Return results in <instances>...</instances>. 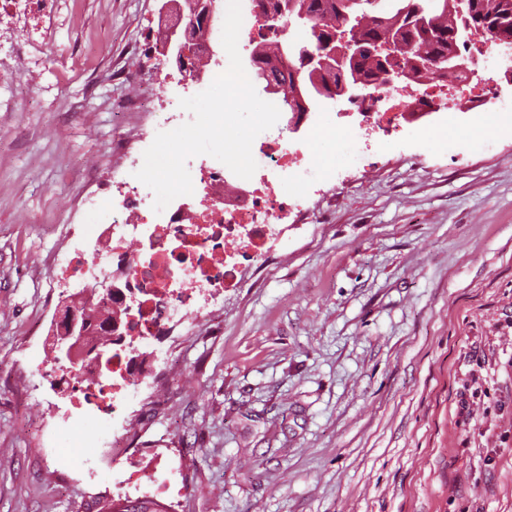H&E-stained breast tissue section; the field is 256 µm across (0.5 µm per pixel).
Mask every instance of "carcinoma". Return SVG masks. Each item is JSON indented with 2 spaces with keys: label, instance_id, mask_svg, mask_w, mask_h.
I'll list each match as a JSON object with an SVG mask.
<instances>
[{
  "label": "carcinoma",
  "instance_id": "1",
  "mask_svg": "<svg viewBox=\"0 0 512 512\" xmlns=\"http://www.w3.org/2000/svg\"><path fill=\"white\" fill-rule=\"evenodd\" d=\"M469 25L471 34L511 39L512 0H475L470 14L459 12L455 0H277L258 33L265 44L250 52V63L258 79L283 94L288 111L316 112L334 103L332 87L349 79L375 89L408 66L417 81L451 78L449 53L467 42ZM358 42L368 51L341 68L325 53L327 46L342 53ZM312 55L324 63L309 64ZM109 505L96 512H164L151 499L130 511Z\"/></svg>",
  "mask_w": 512,
  "mask_h": 512
}]
</instances>
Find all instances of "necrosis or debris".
<instances>
[{
    "instance_id": "obj_1",
    "label": "necrosis or debris",
    "mask_w": 512,
    "mask_h": 512,
    "mask_svg": "<svg viewBox=\"0 0 512 512\" xmlns=\"http://www.w3.org/2000/svg\"><path fill=\"white\" fill-rule=\"evenodd\" d=\"M60 0H0V15L14 19L38 15L40 39L51 36V24ZM507 45L475 40L469 54L477 64L507 54ZM475 68L455 73L452 80L436 79L423 86L438 112H419L408 86L381 88L377 102L359 108V132L370 133L396 120L436 129L437 113L457 111L493 112L496 101L491 89L493 72ZM252 153L258 164V179L246 184L227 167L189 165L193 183V205L169 207L155 212L153 193L135 183L131 196L121 203L128 221L125 236L114 237L109 226H93L103 250L124 270V289L135 299L134 317L121 313L122 302L113 299L117 339L112 346L109 370L98 371L94 362V337H86L74 351L70 375L77 383L98 391H109L120 400L134 382L128 355L154 336L160 335L172 313L196 309L201 291L221 290L237 279L240 261L257 257L274 236L277 226L288 218L302 197L294 189V178L311 163L305 143L286 144L282 135L268 134L254 140Z\"/></svg>"
}]
</instances>
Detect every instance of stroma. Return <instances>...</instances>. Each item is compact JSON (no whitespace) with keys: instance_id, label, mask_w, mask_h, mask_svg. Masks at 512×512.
Wrapping results in <instances>:
<instances>
[{"instance_id":"1","label":"stroma","mask_w":512,"mask_h":512,"mask_svg":"<svg viewBox=\"0 0 512 512\" xmlns=\"http://www.w3.org/2000/svg\"><path fill=\"white\" fill-rule=\"evenodd\" d=\"M165 0H73L53 41L0 19V512H84L148 497L168 512H512V115L406 125L360 149L307 127L308 220L289 225L203 316L144 346L96 477L63 421L83 395L48 330L85 282L86 209L123 192L119 111L176 66L155 51ZM137 150V142L129 144ZM165 486L146 490L149 471Z\"/></svg>"}]
</instances>
